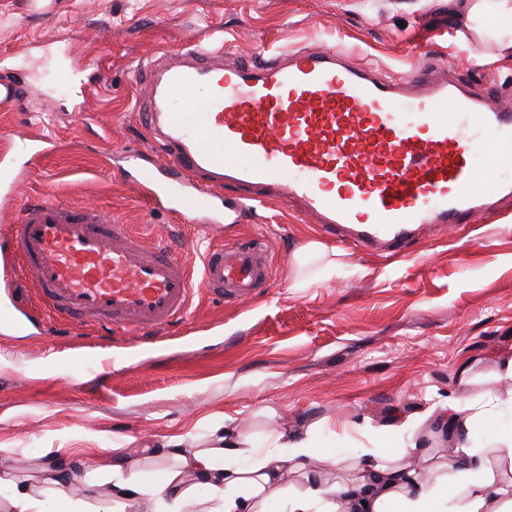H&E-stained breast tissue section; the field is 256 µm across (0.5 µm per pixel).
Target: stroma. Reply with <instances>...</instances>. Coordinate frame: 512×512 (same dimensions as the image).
Segmentation results:
<instances>
[{"mask_svg": "<svg viewBox=\"0 0 512 512\" xmlns=\"http://www.w3.org/2000/svg\"><path fill=\"white\" fill-rule=\"evenodd\" d=\"M470 0H0V80L19 82L17 109L0 112V235L20 206L52 195L127 224L176 225L171 247L200 264L208 243L262 238L270 286L238 306L199 292L183 337L139 351L116 347L100 377L92 341L49 320L10 260L0 258V303L41 323L0 331V512L25 491L50 508L112 507V474L176 469V451L217 447L225 427L249 466L272 434H311L319 457L367 453L400 462L410 441L445 478L453 436L423 414L455 397L461 412L495 399L468 445L512 498V201L497 214L423 239L394 255L325 235L281 203L247 222L205 223L191 210L150 211L146 189L117 171L125 151L159 162L134 111L133 65L199 40L233 57L270 59L289 48L344 46L352 63L405 78L454 66L478 94L512 106V48L468 18ZM53 142L43 150L40 137ZM334 250L336 271L292 287L291 257L308 241ZM413 415V433L382 425ZM70 481L57 485L60 466Z\"/></svg>", "mask_w": 512, "mask_h": 512, "instance_id": "stroma-1", "label": "stroma"}]
</instances>
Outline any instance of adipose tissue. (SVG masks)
Wrapping results in <instances>:
<instances>
[{
    "instance_id": "adipose-tissue-1",
    "label": "adipose tissue",
    "mask_w": 512,
    "mask_h": 512,
    "mask_svg": "<svg viewBox=\"0 0 512 512\" xmlns=\"http://www.w3.org/2000/svg\"><path fill=\"white\" fill-rule=\"evenodd\" d=\"M448 487L434 491L420 469L411 464L382 465L359 454L341 458L337 467L355 472V484L312 482L301 495L289 494L287 472L304 469L313 458L310 436L270 437L266 451L247 469L216 471L210 453L180 458L174 472L152 477L148 487L119 482L113 498L124 512H136L143 490L170 495L171 512H190L199 490L225 487L222 512H259L260 502L283 497L289 512H311L323 505L327 512H512L500 501L502 488L471 448L458 444L449 451Z\"/></svg>"
}]
</instances>
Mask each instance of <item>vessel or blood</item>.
I'll list each match as a JSON object with an SVG mask.
<instances>
[{"label":"vessel or blood","mask_w":512,"mask_h":512,"mask_svg":"<svg viewBox=\"0 0 512 512\" xmlns=\"http://www.w3.org/2000/svg\"><path fill=\"white\" fill-rule=\"evenodd\" d=\"M135 80L138 116L172 175L142 178L157 207L219 203L239 222L279 201L355 245L399 252L420 226L470 224L512 198V179L495 174L512 165V109L451 75L395 81L338 48L228 62L208 43L146 59ZM201 88L204 106L181 111ZM488 141L498 152L484 173L474 153ZM7 237L55 318L145 346L185 322L199 291L241 303L271 274L263 239L211 245L197 271L162 234L52 197L22 204Z\"/></svg>","instance_id":"vessel-or-blood-1"}]
</instances>
